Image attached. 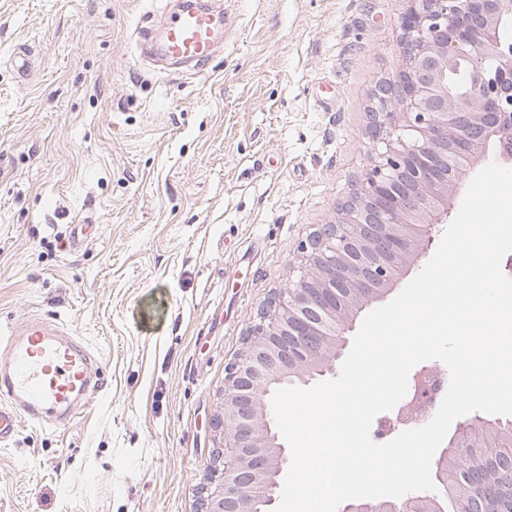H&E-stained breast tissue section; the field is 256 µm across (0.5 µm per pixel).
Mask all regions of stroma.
I'll return each mask as SVG.
<instances>
[{"label": "stroma", "instance_id": "obj_1", "mask_svg": "<svg viewBox=\"0 0 512 512\" xmlns=\"http://www.w3.org/2000/svg\"><path fill=\"white\" fill-rule=\"evenodd\" d=\"M179 0H0V326L86 340L102 391L0 448V512H196L224 369L370 168L409 0H214L202 70L142 30Z\"/></svg>", "mask_w": 512, "mask_h": 512}]
</instances>
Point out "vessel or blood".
Masks as SVG:
<instances>
[{
  "label": "vessel or blood",
  "instance_id": "obj_1",
  "mask_svg": "<svg viewBox=\"0 0 512 512\" xmlns=\"http://www.w3.org/2000/svg\"><path fill=\"white\" fill-rule=\"evenodd\" d=\"M223 30L222 9L186 0L150 49L159 58L201 67L213 56ZM102 387L94 357L82 341L55 320L26 319L7 332L0 352V446L22 424L69 423L74 402Z\"/></svg>",
  "mask_w": 512,
  "mask_h": 512
}]
</instances>
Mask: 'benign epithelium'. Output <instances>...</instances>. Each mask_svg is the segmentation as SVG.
<instances>
[{
	"instance_id": "1",
	"label": "benign epithelium",
	"mask_w": 512,
	"mask_h": 512,
	"mask_svg": "<svg viewBox=\"0 0 512 512\" xmlns=\"http://www.w3.org/2000/svg\"><path fill=\"white\" fill-rule=\"evenodd\" d=\"M402 16L404 66L381 82L370 101L373 167L344 202L336 222L323 224L299 247L288 286L267 300L248 347L226 369L221 410L209 421L222 436L211 451L215 469L199 483V512H275L288 456L272 431L265 396L306 386L335 371L345 334L357 311L377 300L433 242L423 219L448 205L461 184L460 166L472 173L491 152L512 164V0H411ZM468 67L465 81L451 73ZM421 370L409 402L396 418L381 419L374 436H388L419 410L434 416L446 391L444 377L430 385ZM476 443L473 419L456 423L432 461L434 482L464 512H498L488 493L490 469L476 467L464 480L451 477L449 449L472 443L493 449L498 468L512 470V436L494 438L498 420H482ZM424 492L401 498V512H447Z\"/></svg>"
}]
</instances>
